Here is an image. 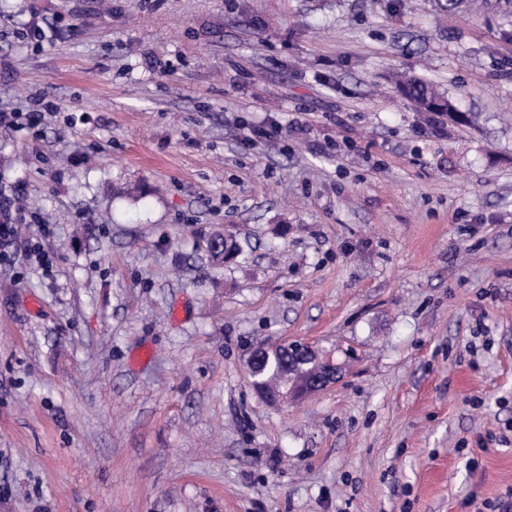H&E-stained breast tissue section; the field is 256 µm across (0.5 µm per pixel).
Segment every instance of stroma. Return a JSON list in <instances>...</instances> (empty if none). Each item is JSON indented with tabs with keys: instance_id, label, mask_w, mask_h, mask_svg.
Here are the masks:
<instances>
[{
	"instance_id": "1",
	"label": "stroma",
	"mask_w": 512,
	"mask_h": 512,
	"mask_svg": "<svg viewBox=\"0 0 512 512\" xmlns=\"http://www.w3.org/2000/svg\"><path fill=\"white\" fill-rule=\"evenodd\" d=\"M40 100L0 131V203L55 226L52 268L0 265V512L512 495V0H0V109ZM281 340L339 381L262 401ZM402 92L413 102H426L427 97H429V105L435 104L436 102H446L448 100L435 86L419 78L406 80L402 85ZM284 352L288 353V373L275 365L277 356ZM247 366L254 390L269 404L321 392L336 384L339 378L335 363L319 359L311 345L301 342L260 343L250 351ZM290 375L301 378L302 382L295 380L289 385ZM276 381L286 383L285 388L275 387ZM293 393L304 395L295 397Z\"/></svg>"
}]
</instances>
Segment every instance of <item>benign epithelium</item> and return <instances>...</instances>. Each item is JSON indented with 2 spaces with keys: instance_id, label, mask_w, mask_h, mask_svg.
<instances>
[{
  "instance_id": "obj_1",
  "label": "benign epithelium",
  "mask_w": 512,
  "mask_h": 512,
  "mask_svg": "<svg viewBox=\"0 0 512 512\" xmlns=\"http://www.w3.org/2000/svg\"><path fill=\"white\" fill-rule=\"evenodd\" d=\"M247 366L254 390L269 404L321 392L336 384L339 374L335 363L319 359L301 342L260 343L250 351Z\"/></svg>"
}]
</instances>
